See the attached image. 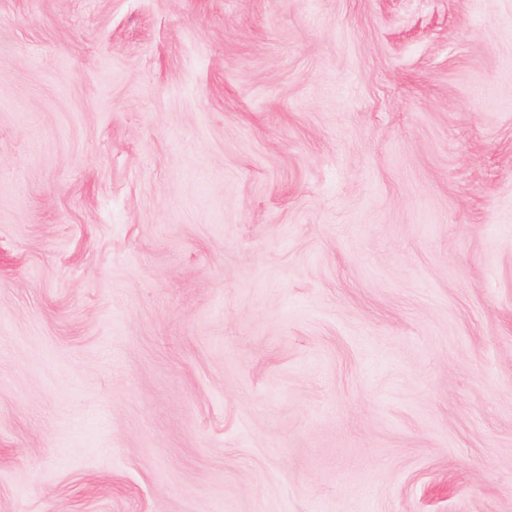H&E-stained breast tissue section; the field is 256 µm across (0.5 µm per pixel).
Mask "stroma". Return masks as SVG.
<instances>
[{
    "mask_svg": "<svg viewBox=\"0 0 512 512\" xmlns=\"http://www.w3.org/2000/svg\"><path fill=\"white\" fill-rule=\"evenodd\" d=\"M0 512H512V0H0Z\"/></svg>",
    "mask_w": 512,
    "mask_h": 512,
    "instance_id": "1",
    "label": "stroma"
}]
</instances>
